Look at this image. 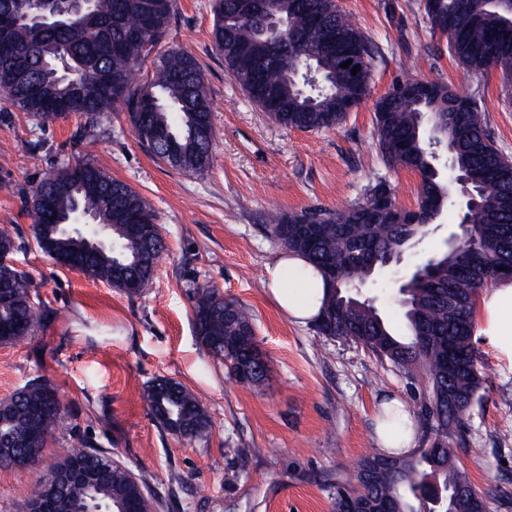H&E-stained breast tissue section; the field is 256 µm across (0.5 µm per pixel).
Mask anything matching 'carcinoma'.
Instances as JSON below:
<instances>
[{"instance_id": "cac0c4a2", "label": "carcinoma", "mask_w": 512, "mask_h": 512, "mask_svg": "<svg viewBox=\"0 0 512 512\" xmlns=\"http://www.w3.org/2000/svg\"><path fill=\"white\" fill-rule=\"evenodd\" d=\"M286 20L271 40L263 25L243 13L241 0H216L213 49L247 97L265 108L262 97L279 100L268 115L291 129L335 128L367 96L375 47L333 0H267ZM431 30L446 39L449 56L468 73L501 72L512 79V0H419ZM176 16V0H97L76 27H48L32 20L0 34V123L23 112L44 123L67 118L79 103L86 123L73 143L95 133L114 110L127 114L139 141L156 159L181 172L205 170L215 138L204 73L190 52L162 49ZM360 65L358 80L340 68L336 42ZM152 76L137 79L145 63ZM424 93L410 96L394 86L376 106V149L391 168L420 177L417 207L396 205L379 181L366 196L338 210L308 209L275 216L269 232L285 249L306 258L328 286L317 330L369 349L379 361L424 373L414 390L413 417L420 445L406 454H374L361 459L355 483L336 482L333 509L347 499L371 498L391 512H488L487 498L469 478L453 449L466 443L463 416L481 399L483 375L473 347L478 290L512 277V161L495 145L476 95L460 96L448 84L421 80ZM452 148L451 162L472 182L479 200L471 242L438 250L426 260L427 273L400 295L406 334L372 300L353 287L373 278L387 254L399 249L426 224H440L448 209V178L440 148ZM47 198L55 222L78 209L100 224H155L150 204L128 184L114 179L93 160L68 165L33 189L30 210L34 237L46 234L48 218L37 205ZM117 252L86 259L84 275L113 288L149 282L165 243L152 247L141 265L142 243L120 239ZM34 283L19 269L0 270V328L4 343L31 334L43 318L31 299ZM194 320L201 343L224 360L239 380L251 340L246 312L215 289L194 293ZM144 399L172 433L205 438L211 428L206 410L192 393L170 379L148 386ZM0 416V448L27 440L15 453L43 452L62 419L57 389L46 381L24 386ZM106 452L83 445L64 448L49 469L83 462L87 478L42 489L43 512H83L89 499L129 512H152L156 502L146 483L131 471L109 464Z\"/></svg>"}]
</instances>
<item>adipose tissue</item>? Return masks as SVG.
Wrapping results in <instances>:
<instances>
[{"mask_svg": "<svg viewBox=\"0 0 512 512\" xmlns=\"http://www.w3.org/2000/svg\"><path fill=\"white\" fill-rule=\"evenodd\" d=\"M268 291L279 309L293 322L315 323L325 296L321 274L302 257L280 256L268 267ZM482 335L512 339V280L504 279L485 293L481 301ZM376 445L386 455L406 453L416 443L412 415L404 403L381 404L376 415Z\"/></svg>", "mask_w": 512, "mask_h": 512, "instance_id": "obj_1", "label": "adipose tissue"}]
</instances>
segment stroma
<instances>
[{"label": "stroma", "instance_id": "1", "mask_svg": "<svg viewBox=\"0 0 512 512\" xmlns=\"http://www.w3.org/2000/svg\"><path fill=\"white\" fill-rule=\"evenodd\" d=\"M415 2L337 0L376 46L370 92L338 127L300 131L272 121L226 72L212 45L214 0H177L166 45L196 56L213 105L212 163L200 173L152 157L122 112L79 145L71 140L76 116L45 124L22 114L0 125V230L14 237L44 312L31 336L0 344V401L35 380L57 387L64 416L46 459L79 443L101 449L147 479L160 502L155 512H332L331 483L375 454L376 407L394 397L411 402L410 379L362 345L293 324L278 310L267 268L283 248L267 214L342 209L380 181L398 206L415 207L419 178L389 168L376 150V103L409 80L480 92L495 144L512 157L501 73L462 71ZM38 140L43 149L32 150ZM82 159L99 162L157 215L167 250L139 294L56 266L33 237L25 209L32 188ZM204 285L250 317L269 362L260 383L230 379L201 345L193 295ZM473 345L484 382L456 454L489 512H512V359L506 344L482 334ZM158 378L181 383L205 408L206 438H182L151 415L143 393ZM38 489V473L0 468V512H29Z\"/></svg>", "mask_w": 512, "mask_h": 512}]
</instances>
